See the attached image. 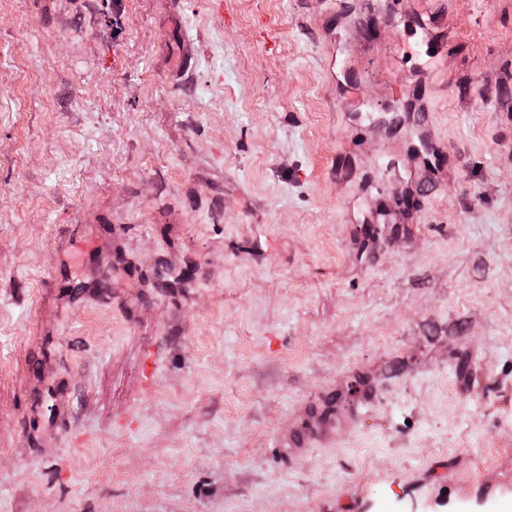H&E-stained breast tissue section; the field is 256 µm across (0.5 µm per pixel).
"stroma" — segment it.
<instances>
[{"label": "stroma", "mask_w": 512, "mask_h": 512, "mask_svg": "<svg viewBox=\"0 0 512 512\" xmlns=\"http://www.w3.org/2000/svg\"><path fill=\"white\" fill-rule=\"evenodd\" d=\"M398 9L0 0V512L512 503V0Z\"/></svg>", "instance_id": "35a3bbf8"}]
</instances>
